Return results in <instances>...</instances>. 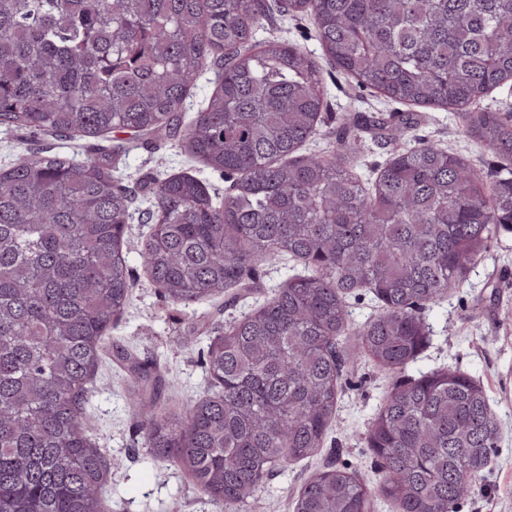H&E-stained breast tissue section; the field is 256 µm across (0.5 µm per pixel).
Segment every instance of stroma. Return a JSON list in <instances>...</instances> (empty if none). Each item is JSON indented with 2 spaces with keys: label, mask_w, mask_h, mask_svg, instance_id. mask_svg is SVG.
Segmentation results:
<instances>
[{
  "label": "stroma",
  "mask_w": 512,
  "mask_h": 512,
  "mask_svg": "<svg viewBox=\"0 0 512 512\" xmlns=\"http://www.w3.org/2000/svg\"><path fill=\"white\" fill-rule=\"evenodd\" d=\"M272 35L305 46L322 70L326 108L319 132L306 143V151L335 150L332 133L345 124L361 145L353 169L366 184L374 183L393 148L413 145L419 138L438 142L467 158L486 178L494 177L499 158L464 132L454 111L414 108L416 125L400 130L393 117L405 112V105L359 88L354 79L331 67L310 17L274 13L258 27L255 38L263 41ZM116 143L122 183L135 192L126 232L132 288L105 343H121L139 358L153 359L163 377V400L179 405L211 390L202 358L210 338L222 335L225 324L271 296L286 280L290 265L276 261L261 266L248 292L232 290L189 306L165 298L149 281L139 256L150 232L144 213L151 199L143 183L187 172L220 197L230 181L198 162L182 139L155 141L122 134ZM423 315L430 326L429 338L409 375L446 366L473 375L500 422L499 446L483 480L460 502L458 512H512V227L501 228L490 251L467 270L459 288L427 306ZM189 336L194 344H186ZM400 378V373L381 369L365 358L346 362L336 416L322 450L262 484L256 494L261 512H294L304 481L330 466L344 468L368 485L378 484L377 461L364 434ZM92 390L86 419L110 464L103 487L108 512H215L183 468L150 453L128 406L129 383L123 369L103 359Z\"/></svg>",
  "instance_id": "obj_1"
}]
</instances>
